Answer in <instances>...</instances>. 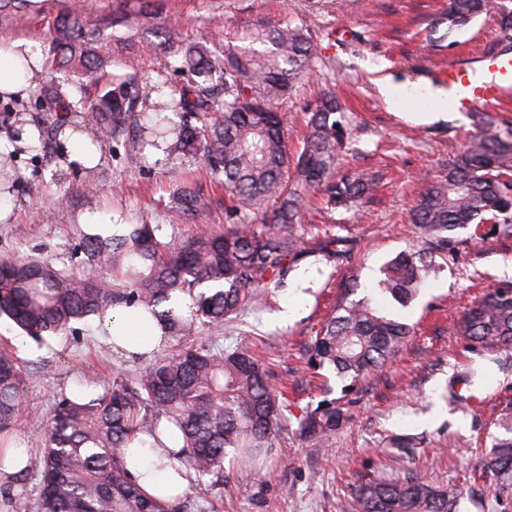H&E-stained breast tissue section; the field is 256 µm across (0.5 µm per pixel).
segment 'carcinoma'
<instances>
[{"instance_id":"1","label":"carcinoma","mask_w":512,"mask_h":512,"mask_svg":"<svg viewBox=\"0 0 512 512\" xmlns=\"http://www.w3.org/2000/svg\"><path fill=\"white\" fill-rule=\"evenodd\" d=\"M490 0H448V30H460L488 11ZM54 53L49 74L72 70L91 75L101 53L96 30L84 11L67 10L49 27ZM242 45L207 47L186 43L165 29L160 48L179 57L190 81L171 90L167 109L178 123H152L150 96L130 93L137 72L113 82L96 110L103 140L135 126L137 137L168 144L179 157L200 158L239 205L227 210L224 232L188 239L172 247L162 225L129 224L108 237L78 229L69 263L49 256L0 258V318L33 341L74 334L77 324L110 306L141 307L163 324L175 345L129 376L117 373L105 393L86 398L61 395L50 423L32 445L38 464L12 476L23 484L40 475L35 512H180L147 495L131 478L123 448L137 435L159 439L167 422L178 449L172 458L188 474L189 486L211 476L221 493L224 457L233 450L242 463L261 467L271 456L286 422L288 386L273 382L271 367L246 349L226 348L212 337L232 317L265 304L270 288L287 286L305 257L297 225L307 196L316 192L331 208H347L373 188L363 176L336 174L347 129L335 118L341 106L331 94L312 109L307 145L288 153L277 101L313 65L306 29L279 24L238 37ZM39 93L55 103L51 118L37 122L52 145L78 104L48 78ZM487 119L447 172L421 193L412 220L427 250L448 248V233L493 220L512 223V138L493 131ZM185 218L204 211L209 199L181 191ZM273 208L260 209L265 202ZM428 272L423 252L400 254L382 269L380 293L406 303ZM411 328L383 317L365 302L344 305L317 332L311 360L356 383L396 356ZM459 335L486 348L512 346V284L496 289L465 312ZM35 372L25 371L6 348L0 350V432L19 417ZM345 421L342 407L325 400L299 418L300 431L326 439ZM508 438L495 439L479 469L498 491L512 489V421ZM354 512H458L457 498L409 473L370 480L354 490Z\"/></svg>"}]
</instances>
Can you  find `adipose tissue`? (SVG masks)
<instances>
[{
  "instance_id": "adipose-tissue-1",
  "label": "adipose tissue",
  "mask_w": 512,
  "mask_h": 512,
  "mask_svg": "<svg viewBox=\"0 0 512 512\" xmlns=\"http://www.w3.org/2000/svg\"><path fill=\"white\" fill-rule=\"evenodd\" d=\"M44 68L45 57L38 42L0 44V95L26 97L35 76ZM94 334L124 358L152 355L167 339L158 321L139 309L126 307L108 309L104 320L95 323ZM126 460L133 479L160 501H174L188 484L187 478L170 465L168 449L161 446L133 444L126 451Z\"/></svg>"
}]
</instances>
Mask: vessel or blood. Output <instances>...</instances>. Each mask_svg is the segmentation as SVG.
I'll list each match as a JSON object with an SVG mask.
<instances>
[{
    "label": "vessel or blood",
    "mask_w": 512,
    "mask_h": 512,
    "mask_svg": "<svg viewBox=\"0 0 512 512\" xmlns=\"http://www.w3.org/2000/svg\"><path fill=\"white\" fill-rule=\"evenodd\" d=\"M497 80L478 83L460 62L451 61L429 70L430 79L447 89L453 108L467 112L481 104H507L512 102V58L495 57L490 61Z\"/></svg>",
    "instance_id": "b4317fda"
}]
</instances>
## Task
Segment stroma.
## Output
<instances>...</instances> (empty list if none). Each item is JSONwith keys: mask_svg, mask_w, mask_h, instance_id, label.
Instances as JSON below:
<instances>
[{"mask_svg": "<svg viewBox=\"0 0 512 512\" xmlns=\"http://www.w3.org/2000/svg\"><path fill=\"white\" fill-rule=\"evenodd\" d=\"M73 2L38 0L36 11L0 13V39L34 40L51 51L48 24ZM445 6L446 0H87L90 21L105 36L103 76L96 84L57 77L69 99L80 104L81 132L98 133L94 99L111 87L113 77L141 68L166 72L171 89L186 82L187 73L172 69L157 48L161 28L175 27L189 42L208 43L282 22L303 24L315 70L279 103L288 147L302 148L309 105L333 92L349 130L342 169L368 174L377 183L372 200L348 210L310 201L303 211L305 239L321 232L338 236V255L312 249L290 273L287 287L272 290L266 307L225 324L220 343L259 353L276 379L292 387L295 403L265 476L225 459L223 498L188 489L183 512H349L353 484L391 479L404 469L457 495L459 512H512V493L498 496L486 483L469 480L471 467L490 452L495 438L504 437L502 424L512 418V349L482 348L453 328L472 300L512 283V228L490 223L453 232L447 249L430 258L407 304L375 290L389 261L423 249L409 211L459 154L466 136L487 115L500 128H512V105L452 110L431 121L419 103L396 112L380 95L381 77L412 88L425 84L429 65L456 57L476 66L500 55L505 44L493 18L479 17L452 32L434 23ZM129 11L141 12L142 24L132 43L121 44L112 38V21ZM77 142L66 136L51 148L19 156L13 210L0 222V256L67 257L71 226L91 220L112 225L145 219L177 241L223 229L224 190L203 162L134 149L120 135L99 152L90 182L75 159ZM185 187L202 190L212 206L195 220L176 222L171 211ZM358 301L370 302L380 315L415 333L394 359L347 392L334 373L310 367V347L339 305ZM18 335L0 319V339L11 341L23 368L36 373L15 425L19 437L43 431L60 394L102 393L114 370L137 368L98 344L88 326L79 338H56L43 347ZM471 367L479 372L469 390L477 404L447 398L452 381ZM324 399L343 404L348 417L325 444L301 437L297 421Z\"/></svg>", "mask_w": 512, "mask_h": 512, "instance_id": "35a3bbf8", "label": "stroma"}]
</instances>
